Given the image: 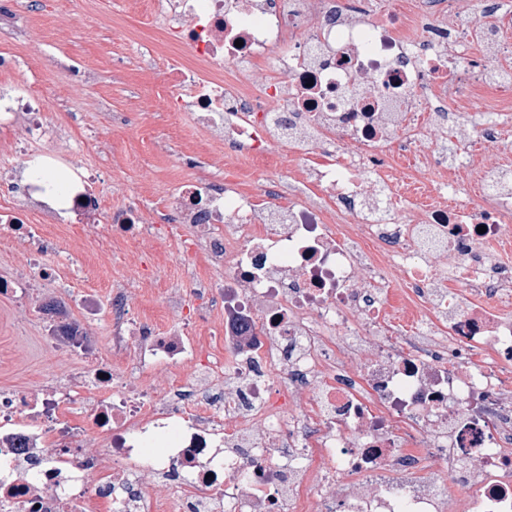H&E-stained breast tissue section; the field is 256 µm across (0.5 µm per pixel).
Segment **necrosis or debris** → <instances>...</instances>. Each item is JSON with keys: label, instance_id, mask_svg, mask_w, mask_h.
I'll return each mask as SVG.
<instances>
[{"label": "necrosis or debris", "instance_id": "obj_1", "mask_svg": "<svg viewBox=\"0 0 512 512\" xmlns=\"http://www.w3.org/2000/svg\"><path fill=\"white\" fill-rule=\"evenodd\" d=\"M151 14L163 111L193 114L221 154L287 151L311 198L207 175L153 221L106 211L94 185L112 168L74 147L100 64L64 65L47 93L18 84L12 52L51 12L20 24L0 7V185L21 196L0 214L40 257L35 278L59 282L45 225L108 223L113 244L173 247L194 280L192 299L165 292L176 333L133 320L140 284L114 279L111 358L0 390V512H512V165L483 161L512 108L470 106L512 84L471 50L512 26V0H477L472 18L453 0L411 14L152 0ZM212 317L223 339L195 336Z\"/></svg>", "mask_w": 512, "mask_h": 512}]
</instances>
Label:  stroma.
<instances>
[{
  "mask_svg": "<svg viewBox=\"0 0 512 512\" xmlns=\"http://www.w3.org/2000/svg\"><path fill=\"white\" fill-rule=\"evenodd\" d=\"M56 16L71 21L74 31L67 40H59L53 30L38 34L34 44L37 62L19 58L16 79L40 89L61 82L63 73L58 59L78 61L89 57L117 59L139 54V46L128 40L129 24H136L140 37L151 36L149 0H134L132 17L126 18L100 9L97 20L86 21L80 15L81 0H51ZM162 66L151 60L149 66H132L121 72L103 71L89 88V99L100 100V107L81 110L79 121L86 132L109 140L120 158L111 181L100 184L99 192L106 209L137 203L145 219L172 210L176 183L194 173L229 171L239 177L241 188L254 191L266 180L287 181L293 168L287 155H279L268 171H261L245 157H215L202 154L195 167L181 164L186 145L195 130L186 116L159 108L165 89L160 82ZM56 247L49 257L65 283L64 288H36L30 295L0 297V387L38 388L74 368L77 363L67 348L48 343L47 326L55 315L47 306L60 305L63 314L81 320L88 339L100 353L109 350L110 321L106 309L87 317L82 297L94 292L105 299L117 276L136 277L142 256L151 253V242L138 249L112 253L105 240L109 225H100L97 236L85 235L75 224L50 226ZM182 263L173 258L163 263L155 285L143 289L132 305L134 317L154 319L158 327L171 328L164 308L165 289L181 282Z\"/></svg>",
  "mask_w": 512,
  "mask_h": 512,
  "instance_id": "obj_1",
  "label": "stroma"
}]
</instances>
